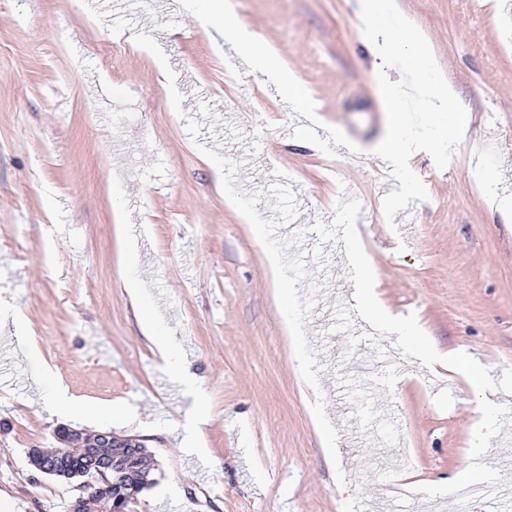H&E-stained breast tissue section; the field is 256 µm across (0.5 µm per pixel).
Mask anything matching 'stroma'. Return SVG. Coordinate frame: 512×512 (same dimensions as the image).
Returning a JSON list of instances; mask_svg holds the SVG:
<instances>
[{
	"instance_id": "1",
	"label": "stroma",
	"mask_w": 512,
	"mask_h": 512,
	"mask_svg": "<svg viewBox=\"0 0 512 512\" xmlns=\"http://www.w3.org/2000/svg\"><path fill=\"white\" fill-rule=\"evenodd\" d=\"M503 2L396 0L471 124L445 169L415 152L429 198L389 221L359 0H234L312 112L199 0H0V512H67L80 494L28 465L60 425L145 441L154 483L132 512H412L385 477L469 467L472 383L365 325L344 244L310 227L355 196L389 311L493 379L512 368V221L485 192L491 177L512 199ZM130 282L195 388L143 336ZM62 385L77 409H55Z\"/></svg>"
}]
</instances>
